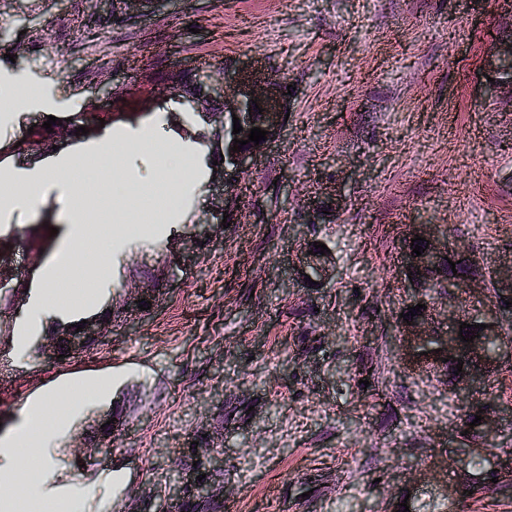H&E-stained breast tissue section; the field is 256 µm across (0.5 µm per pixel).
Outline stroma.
I'll return each instance as SVG.
<instances>
[{
    "label": "stroma",
    "mask_w": 512,
    "mask_h": 512,
    "mask_svg": "<svg viewBox=\"0 0 512 512\" xmlns=\"http://www.w3.org/2000/svg\"><path fill=\"white\" fill-rule=\"evenodd\" d=\"M510 27L512 0H0V98L36 90L29 111L0 114V170L64 163L152 127L205 153L185 217L111 264L84 253L83 269L112 283L80 307L62 303L60 317L105 314L109 325L63 361L30 353L28 339L51 329L31 309L70 230L64 201L52 189L34 211H0V324L11 329L0 446L37 401L103 385L68 409L50 470L8 481L0 458V499L33 484L51 506L77 487L82 512H159L196 478L203 447L224 470L212 504L236 512H434L437 482L458 480L466 400L496 402L491 440L512 451V371L459 398L399 356L410 225H439L485 266L512 260V99L482 62L492 32ZM239 64L293 92L280 137L228 190L213 172L219 98L186 121L172 77L209 88ZM51 115L63 132H46ZM126 166L143 192L117 201L103 164L89 165L98 237L153 223V172L140 155ZM207 223L209 238L195 237ZM316 242L334 273L312 284L297 257ZM137 284L152 290L149 309L128 301ZM112 410L119 419L100 431Z\"/></svg>",
    "instance_id": "obj_1"
}]
</instances>
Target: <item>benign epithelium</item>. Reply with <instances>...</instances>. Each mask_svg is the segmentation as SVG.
<instances>
[{"label":"benign epithelium","mask_w":512,"mask_h":512,"mask_svg":"<svg viewBox=\"0 0 512 512\" xmlns=\"http://www.w3.org/2000/svg\"><path fill=\"white\" fill-rule=\"evenodd\" d=\"M512 60V38L494 36L492 44L488 47L484 58V67L495 70L499 66ZM224 118L236 116L239 118L243 131L233 134V124H224V176L226 181L231 182L237 176L244 173L252 163L260 147L276 138L284 126L286 117V100L276 83L271 80L259 81L255 79L254 72L248 67H242L224 78ZM257 104H252V101ZM263 109L262 120L266 131L267 139L255 144L250 142L243 146L241 151L234 152V139L246 140L253 128L249 118L248 109L255 107ZM422 237L430 244L421 250V256L412 255L413 248H407L403 254L404 268L408 271H424L430 265V261L440 255L453 252L448 246V241L439 236L435 224H414L412 225L411 238ZM476 282L474 275L466 276L458 285L448 286V319L461 324L470 322V318L459 315L456 303L463 300L465 290L471 289ZM491 283L500 289L502 295H512V265L506 269H498L491 273ZM512 321V315L495 311V315L486 319L488 330L486 334L494 336L501 332L504 324ZM82 331L75 332L71 327H63L55 333L47 336H40L36 340V346L40 353L46 357L55 358L64 349L70 353L87 349L103 335L102 322L95 315L87 317V323L80 324ZM401 359L407 368L415 370L423 366L419 351L434 336L433 326L429 314L425 313L410 320V324H402L400 327ZM438 357L448 360L462 358L470 363V368L464 375V380L471 381L482 377L497 365V362L485 357L484 338H473L471 342H463L456 336H443L437 346ZM474 414L482 417L481 429L486 435L494 431V417L496 410L486 403L478 405L473 409ZM480 453L487 457L489 469L495 473L509 475L512 473V458L506 455L494 453L489 448L480 449Z\"/></svg>","instance_id":"obj_1"}]
</instances>
